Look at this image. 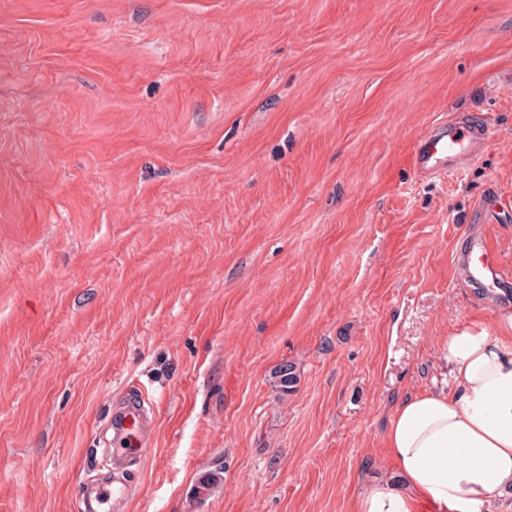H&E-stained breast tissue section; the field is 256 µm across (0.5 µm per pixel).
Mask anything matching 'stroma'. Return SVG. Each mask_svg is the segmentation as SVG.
I'll use <instances>...</instances> for the list:
<instances>
[{
    "instance_id": "35a3bbf8",
    "label": "stroma",
    "mask_w": 512,
    "mask_h": 512,
    "mask_svg": "<svg viewBox=\"0 0 512 512\" xmlns=\"http://www.w3.org/2000/svg\"><path fill=\"white\" fill-rule=\"evenodd\" d=\"M475 113L481 158L413 171ZM490 186L512 0H0V512H84L133 393L122 512H353L439 337L494 316L453 264ZM494 129L484 121L459 120L433 124L420 138L412 162L421 173L448 177L465 165L488 144ZM145 398L126 400L112 417V438L108 452L112 458H140L147 446L148 415ZM149 406V405H148Z\"/></svg>"
}]
</instances>
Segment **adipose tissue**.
<instances>
[{"label": "adipose tissue", "mask_w": 512, "mask_h": 512, "mask_svg": "<svg viewBox=\"0 0 512 512\" xmlns=\"http://www.w3.org/2000/svg\"><path fill=\"white\" fill-rule=\"evenodd\" d=\"M445 387L411 395L395 410L385 444L400 484L373 482L357 512H489L512 490V305L493 322L453 325L439 342Z\"/></svg>", "instance_id": "ef3b65f1"}]
</instances>
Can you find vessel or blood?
I'll use <instances>...</instances> for the list:
<instances>
[{"instance_id": "obj_1", "label": "vessel or blood", "mask_w": 512, "mask_h": 512, "mask_svg": "<svg viewBox=\"0 0 512 512\" xmlns=\"http://www.w3.org/2000/svg\"><path fill=\"white\" fill-rule=\"evenodd\" d=\"M493 136V127L483 121L468 119L433 124L417 144L413 165L419 172L433 177L460 173ZM511 206V199L491 188L483 194L479 212L481 216L492 218ZM457 263L471 285L493 290L497 299H512V280L503 277L483 233L468 237L457 254ZM147 424L145 398L126 400L116 409L112 438L108 442L112 457H141L147 445Z\"/></svg>"}]
</instances>
